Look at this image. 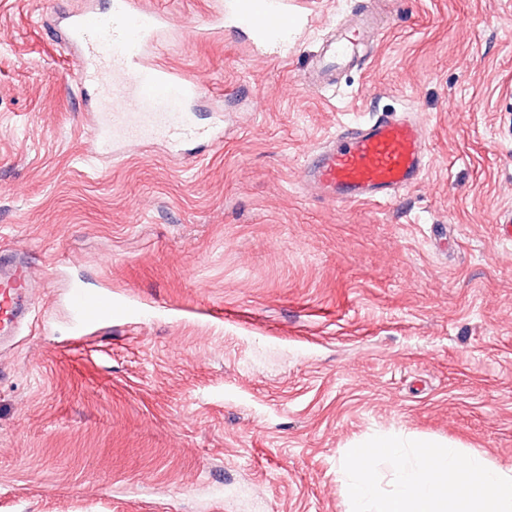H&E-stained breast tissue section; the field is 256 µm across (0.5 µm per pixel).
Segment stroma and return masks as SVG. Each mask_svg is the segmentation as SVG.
<instances>
[{"label":"stroma","instance_id":"obj_1","mask_svg":"<svg viewBox=\"0 0 512 512\" xmlns=\"http://www.w3.org/2000/svg\"><path fill=\"white\" fill-rule=\"evenodd\" d=\"M0 0V247L29 261L0 347V512H347L340 457L375 436L456 442L512 469V0H288L285 45L182 31L206 87L186 152L100 155L59 11ZM383 26L334 88L303 78L337 23ZM413 112L433 161L385 204L302 184L340 121ZM119 309L71 329L74 283Z\"/></svg>","mask_w":512,"mask_h":512}]
</instances>
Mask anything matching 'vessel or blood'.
Here are the masks:
<instances>
[{
    "label": "vessel or blood",
    "mask_w": 512,
    "mask_h": 512,
    "mask_svg": "<svg viewBox=\"0 0 512 512\" xmlns=\"http://www.w3.org/2000/svg\"><path fill=\"white\" fill-rule=\"evenodd\" d=\"M287 12V0H269L259 17L253 16L249 0H216L206 26L187 37L203 39L231 20L263 39L279 31ZM55 23L73 48L83 91L94 101L93 128L108 156H125L130 146L156 137L180 146L205 133L191 108L202 85L187 71L155 57L166 28L158 0H110L105 9L59 12ZM378 29L369 15L337 27L313 68L312 86L331 83ZM205 134L216 143L224 137L217 127ZM431 162L427 137L414 114L381 113L354 126L340 124L334 137L307 153L300 178L319 197L336 204L381 203L416 184ZM31 294L27 260L0 259V333L22 327ZM70 304L78 331L111 320L114 309L110 291L80 286L72 288Z\"/></svg>",
    "instance_id": "b4317fda"
}]
</instances>
